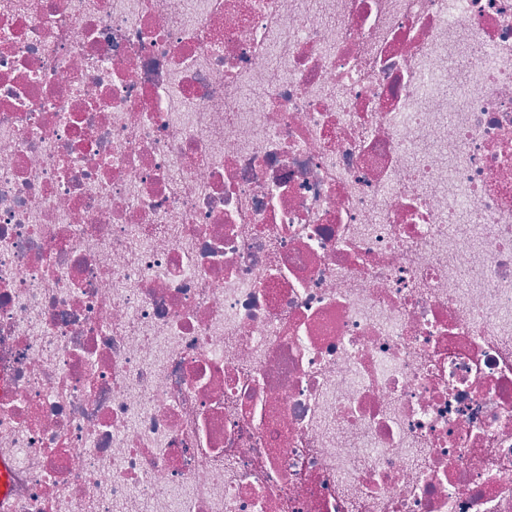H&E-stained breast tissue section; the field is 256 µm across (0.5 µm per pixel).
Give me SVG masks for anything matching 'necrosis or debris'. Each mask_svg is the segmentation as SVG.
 I'll return each instance as SVG.
<instances>
[{
    "instance_id": "necrosis-or-debris-1",
    "label": "necrosis or debris",
    "mask_w": 512,
    "mask_h": 512,
    "mask_svg": "<svg viewBox=\"0 0 512 512\" xmlns=\"http://www.w3.org/2000/svg\"><path fill=\"white\" fill-rule=\"evenodd\" d=\"M0 386L10 512H512V0H0Z\"/></svg>"
}]
</instances>
